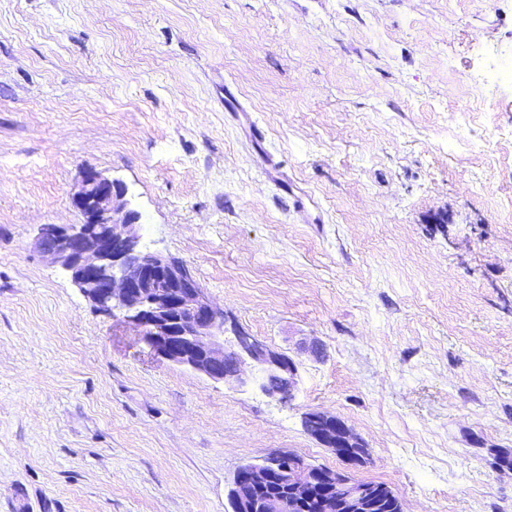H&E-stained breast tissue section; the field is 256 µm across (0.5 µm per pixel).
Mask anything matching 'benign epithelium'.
I'll return each instance as SVG.
<instances>
[{"instance_id": "benign-epithelium-1", "label": "benign epithelium", "mask_w": 512, "mask_h": 512, "mask_svg": "<svg viewBox=\"0 0 512 512\" xmlns=\"http://www.w3.org/2000/svg\"><path fill=\"white\" fill-rule=\"evenodd\" d=\"M73 204L82 222L41 225L37 246L69 272L99 312H119L155 356L215 381L248 384L252 376L241 369L248 359L266 380L277 382L263 385L267 395L281 403L292 399L296 363L252 336H237L233 349L224 346V311L212 304L185 263L142 250L141 216L128 207L121 183L87 170ZM311 426L317 429L315 438L362 456L357 436L341 420L316 412ZM274 480L281 492L259 495ZM318 486L325 489L319 504L331 506L327 512H378L387 490L385 485L361 486L288 451L237 470L233 481L240 512H292V501Z\"/></svg>"}]
</instances>
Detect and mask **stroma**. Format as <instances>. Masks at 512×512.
<instances>
[{
  "instance_id": "obj_1",
  "label": "stroma",
  "mask_w": 512,
  "mask_h": 512,
  "mask_svg": "<svg viewBox=\"0 0 512 512\" xmlns=\"http://www.w3.org/2000/svg\"><path fill=\"white\" fill-rule=\"evenodd\" d=\"M497 53L512 0H0V512H230L236 470L278 450L404 512H512ZM89 169L226 343L295 361L291 401L157 358L42 255ZM313 413L314 415L310 417V419H312L311 426L317 429L315 436L313 435L315 439L330 442L332 447L326 446L328 448L335 449L334 447L336 446V449H347L351 455L358 457L355 461H359L362 458L364 448H354L359 442L358 438L344 422L336 417L328 416L320 412Z\"/></svg>"
}]
</instances>
